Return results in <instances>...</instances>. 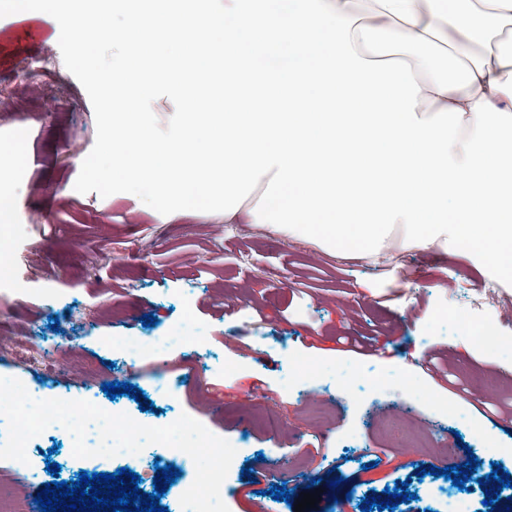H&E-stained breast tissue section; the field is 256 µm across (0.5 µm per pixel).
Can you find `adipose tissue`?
Listing matches in <instances>:
<instances>
[{
	"label": "adipose tissue",
	"instance_id": "obj_1",
	"mask_svg": "<svg viewBox=\"0 0 512 512\" xmlns=\"http://www.w3.org/2000/svg\"><path fill=\"white\" fill-rule=\"evenodd\" d=\"M44 0L117 55L104 74L114 193L380 260L468 245L512 277V0ZM169 89L162 141L139 88Z\"/></svg>",
	"mask_w": 512,
	"mask_h": 512
}]
</instances>
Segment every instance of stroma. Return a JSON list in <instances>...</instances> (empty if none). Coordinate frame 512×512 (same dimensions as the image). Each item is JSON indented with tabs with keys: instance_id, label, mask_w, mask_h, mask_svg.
Instances as JSON below:
<instances>
[{
	"instance_id": "stroma-1",
	"label": "stroma",
	"mask_w": 512,
	"mask_h": 512,
	"mask_svg": "<svg viewBox=\"0 0 512 512\" xmlns=\"http://www.w3.org/2000/svg\"><path fill=\"white\" fill-rule=\"evenodd\" d=\"M45 54L68 61L64 82L14 83L0 106V187L14 190L22 218L0 225L12 259L0 277V375L40 382L4 357L18 336L49 355L65 345L76 358L55 392L127 382L153 401L156 421L202 422L240 448L226 478L230 512H295L267 494L282 483L298 499L318 492L311 512H361L389 482L428 489L435 478L421 467L472 456L512 475V347L481 348L477 323L455 320L488 286L466 248L413 251L407 281L397 266L354 263L260 224L218 212L171 220L163 202L113 196L89 172L110 155L100 101L112 62L74 63L68 43L27 25L0 34V78ZM146 314L156 326L142 325ZM186 319L206 338L203 358L177 346L98 373L112 357L107 338L158 336ZM344 336L369 342L353 352ZM297 357L318 376L296 378ZM161 377L178 382L167 403L154 389ZM252 490L260 498L248 499Z\"/></svg>"
}]
</instances>
